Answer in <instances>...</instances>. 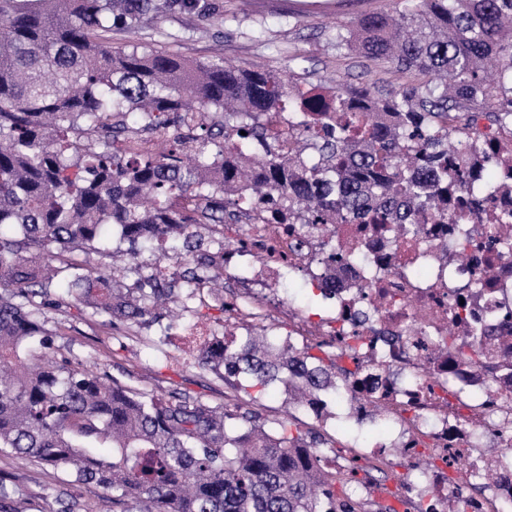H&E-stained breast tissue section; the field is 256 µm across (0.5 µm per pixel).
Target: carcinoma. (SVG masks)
<instances>
[{"instance_id": "1", "label": "carcinoma", "mask_w": 512, "mask_h": 512, "mask_svg": "<svg viewBox=\"0 0 512 512\" xmlns=\"http://www.w3.org/2000/svg\"><path fill=\"white\" fill-rule=\"evenodd\" d=\"M192 6L0 0V449L62 472L67 488L96 487L112 512H370L336 496L320 433L291 413L268 428L248 408L279 382L295 408L336 389L362 351L355 338L326 351L212 335L195 360L236 391L212 405L57 360L39 313L67 298L121 322L162 316L174 279L159 270L147 290L114 288L98 265L113 227L128 270L153 248L160 265L178 260L189 296L224 300V270L195 228L248 222L243 188L256 200L280 192L306 224L368 214L396 230L448 205V182L485 190L448 160L512 137V0H402L336 30V51L423 76L398 89H305L289 71L114 51L106 39ZM286 110L308 116V136L285 155L296 134L276 121ZM171 126L161 151L118 148L152 146ZM448 350L492 370L451 335ZM22 495L0 478V512H22Z\"/></svg>"}]
</instances>
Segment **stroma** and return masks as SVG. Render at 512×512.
<instances>
[{
    "instance_id": "35a3bbf8",
    "label": "stroma",
    "mask_w": 512,
    "mask_h": 512,
    "mask_svg": "<svg viewBox=\"0 0 512 512\" xmlns=\"http://www.w3.org/2000/svg\"><path fill=\"white\" fill-rule=\"evenodd\" d=\"M399 0H197L191 11H177L147 22L136 34L115 30L109 36L112 46L122 48L129 41L140 46L167 49L200 59H221L235 66L263 65L272 72L286 68L311 84L346 76L355 88L376 80L394 81L387 65L348 52L337 54L330 38L337 27L369 13L390 12ZM403 85L417 82V75L399 78ZM127 243L113 242L111 255L102 257L119 287H136L139 278L148 277L155 265V254L139 256L140 272H127ZM48 329L54 330V345L72 363L93 367L132 387L166 394L181 390L211 403L223 402L231 392L214 372L197 367L191 357L190 313L182 319L160 321L144 318L112 327L108 316L79 311L75 307L48 308L41 314ZM304 428L320 431L336 448L339 467L357 465L372 471L377 483L369 497L373 503L394 507L396 512H417L416 494L403 486L404 461L392 448V434L382 428L356 425L342 418L317 422L304 410H296ZM376 439L387 443L384 455L364 453V442ZM0 475L21 485L26 496L24 512H56V495L61 487L59 472L36 463L20 464L8 451H0Z\"/></svg>"
}]
</instances>
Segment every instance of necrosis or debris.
<instances>
[{"mask_svg":"<svg viewBox=\"0 0 512 512\" xmlns=\"http://www.w3.org/2000/svg\"><path fill=\"white\" fill-rule=\"evenodd\" d=\"M512 200H486L468 224H408L401 242L368 226L355 259L335 266L321 260L324 238L316 224H254L243 248L224 254V273L275 285L283 270L327 284V312L301 335L322 340L357 335L365 351L359 369L333 400L348 418L370 419L384 408L399 435L431 436L441 461L430 474L436 497L448 481V447L464 448L456 494L470 496L481 471L496 481L480 500L481 512H512ZM500 244L493 258L487 237ZM287 299L230 303L226 319L243 329L287 311ZM477 344L493 372L460 364L446 340Z\"/></svg>","mask_w":512,"mask_h":512,"instance_id":"necrosis-or-debris-1","label":"necrosis or debris"}]
</instances>
